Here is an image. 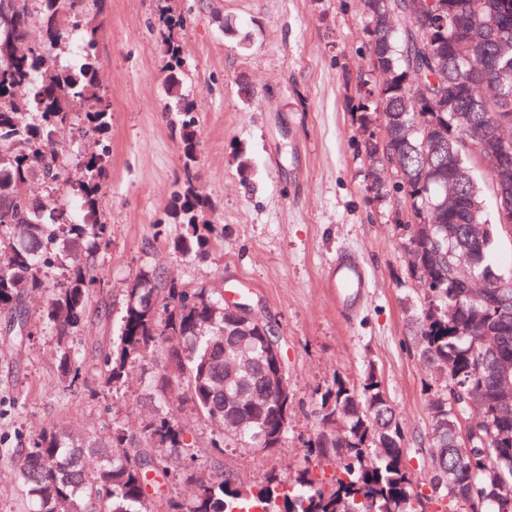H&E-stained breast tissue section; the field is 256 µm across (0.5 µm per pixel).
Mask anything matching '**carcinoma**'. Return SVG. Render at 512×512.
<instances>
[{"instance_id": "carcinoma-1", "label": "carcinoma", "mask_w": 512, "mask_h": 512, "mask_svg": "<svg viewBox=\"0 0 512 512\" xmlns=\"http://www.w3.org/2000/svg\"><path fill=\"white\" fill-rule=\"evenodd\" d=\"M98 0H14L0 18V311L30 292L46 293L47 322L56 331L65 374L78 377L69 336L83 322L97 276L80 251L104 240L100 220L105 154L75 164L47 146L67 129L101 137L112 120L93 50L103 24ZM366 69L355 80L358 129L373 174L396 164L397 182L373 179L378 200L405 204L397 224L415 243L408 270L426 289L416 322L419 357L440 385L428 384L430 484L448 488L467 512H512V413L495 414L496 379L484 340L500 330L496 304H512V263L495 261L500 212L512 209L509 188L490 165L512 154V0H427L423 15L404 0H363ZM159 30L168 57L166 91L180 117L183 178L172 218L183 226L173 241L182 255L204 253L223 228L197 186L198 140L193 103L183 94L184 71L173 30L182 17L163 10ZM42 39L31 38L33 27ZM78 39L80 64L66 66L53 49ZM431 108L418 112L411 91ZM44 185L45 195L23 187ZM52 268L62 278L49 282ZM243 332L231 344L224 332ZM278 338L264 322L247 324L224 311L212 289H189L160 271H143L127 290L118 341L101 372L120 385L130 370L155 368L145 400L160 413L140 425L142 440L116 428L104 442L69 427L50 426L24 449L19 476L27 512H417L426 498L404 458L405 431L381 380L334 378L320 393L319 425L310 451L331 460L327 482L303 468L284 481L270 475L245 485L227 475L204 480L184 471L193 487L177 500L161 490L167 453L186 450V430L167 411L188 400L223 425L216 448H277L288 434L293 398L269 394L271 348ZM482 417L471 422L470 447L453 465L439 457L454 442L470 396Z\"/></svg>"}]
</instances>
